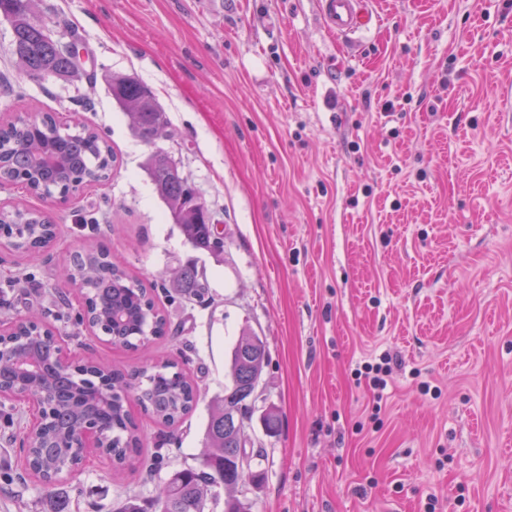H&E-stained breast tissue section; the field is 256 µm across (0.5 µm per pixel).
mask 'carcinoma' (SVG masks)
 Wrapping results in <instances>:
<instances>
[{
    "mask_svg": "<svg viewBox=\"0 0 512 512\" xmlns=\"http://www.w3.org/2000/svg\"><path fill=\"white\" fill-rule=\"evenodd\" d=\"M0 21L11 30V52L20 70L35 79L73 81L83 77L70 46L53 38L51 20L36 16L34 0H0ZM112 100L132 118V131L146 144L154 143L165 110L153 91L123 74L108 79ZM116 157L97 131L57 124L48 114L40 126L15 121L0 127V182L25 184L45 196L67 194L82 184L109 179ZM154 189L171 219L196 248L219 251L214 216L197 190L182 175L173 156L157 149L145 161ZM0 234L18 253L36 252L55 234V226L37 210L0 211ZM64 278L84 290L89 302L81 319L91 318L115 344L136 349L164 333L166 320L141 283L100 247L77 254L62 271ZM182 298L204 300L205 284L198 271L187 267L176 279ZM26 336H0L5 355L0 377L13 386L46 396L51 412L48 426L27 434L25 471L49 492V512H64L57 487L77 471L70 450L82 432L93 425L100 432V451L121 473L135 464L144 433L134 421L131 403L168 428H175L197 407L200 389L174 361H162L125 373L92 359L64 367L55 356L53 332L37 317L28 319ZM266 343L256 334L236 342L228 365L230 386L209 404L197 464L173 471L153 500L155 512H211L217 489L233 490L242 478L239 462L261 457L246 448L245 430L257 400Z\"/></svg>",
    "mask_w": 512,
    "mask_h": 512,
    "instance_id": "1",
    "label": "carcinoma"
}]
</instances>
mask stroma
I'll use <instances>...</instances> for the list:
<instances>
[{
    "label": "stroma",
    "mask_w": 512,
    "mask_h": 512,
    "mask_svg": "<svg viewBox=\"0 0 512 512\" xmlns=\"http://www.w3.org/2000/svg\"><path fill=\"white\" fill-rule=\"evenodd\" d=\"M368 3L372 28L346 36L318 0H38L96 76L75 85L21 74L0 22V122L88 125L119 162L64 200L0 185V210L55 226L37 256L0 248V321L40 314L71 362L91 351L123 371L192 343L202 393L173 438L132 406L152 479H114L89 450L59 490L69 512H115L125 488L151 501L192 463L246 330L268 349L247 428L263 479L236 489L251 512H425L432 495L435 512H512V0ZM112 73L164 108L155 145L132 135ZM156 147L213 212L222 250L172 223L144 168ZM95 245L158 289L168 325L146 349L79 320L60 271ZM183 266L203 272L204 302L171 292ZM386 351L398 366L372 425L353 370ZM28 429L27 405L0 400V512L47 508L41 484L18 478Z\"/></svg>",
    "instance_id": "obj_1"
}]
</instances>
